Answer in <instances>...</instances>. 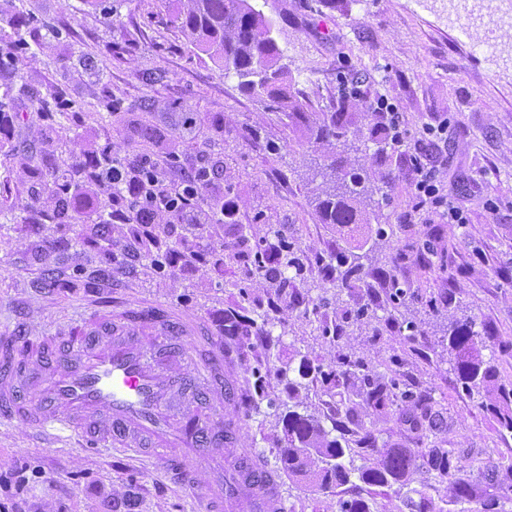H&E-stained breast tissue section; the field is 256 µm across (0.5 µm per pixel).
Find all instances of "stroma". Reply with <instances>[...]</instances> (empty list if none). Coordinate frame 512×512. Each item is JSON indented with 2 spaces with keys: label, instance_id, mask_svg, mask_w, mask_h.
<instances>
[{
  "label": "stroma",
  "instance_id": "1",
  "mask_svg": "<svg viewBox=\"0 0 512 512\" xmlns=\"http://www.w3.org/2000/svg\"><path fill=\"white\" fill-rule=\"evenodd\" d=\"M253 3L273 21L288 85L307 111L348 108L342 151L365 186L362 223L321 222L313 172L322 149L188 42L176 20L186 0H0L9 16L0 92L10 94L0 114V337L20 321L36 343L106 307H160L200 325L183 339L189 354L218 342L230 357L224 384L238 399L215 394L212 408L234 434L216 458L257 455L275 471L288 412L329 432L347 416L383 448L455 449L453 479L470 487L469 498H453L449 480L425 467L369 487L358 478L367 461L352 450L340 487L281 476L286 512H339L352 497L370 512H512V430L491 409L500 385L512 384V27L492 34L497 52L483 56L468 40L489 34L465 13L449 24L450 0ZM351 79L360 96L342 95ZM380 97L402 115V147L372 134L383 119L369 104ZM431 142L465 223L417 204L409 157ZM105 149L177 170L215 165L213 194L235 202L233 223L102 224V191L73 195V220L61 223L53 172L84 187L86 155ZM135 234L141 256L130 265L123 249ZM283 237L305 271L278 295L245 270ZM341 252L362 266L349 289L322 271ZM230 318L251 326L225 335ZM463 322L493 370L472 387L458 379L449 343ZM351 350L398 380L402 396L377 411L360 373L329 388L303 371L334 367ZM183 466L193 487L173 484L154 456L96 451L23 420L0 424V503L10 512H195L197 496L224 482L198 457Z\"/></svg>",
  "mask_w": 512,
  "mask_h": 512
}]
</instances>
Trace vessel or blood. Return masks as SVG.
Wrapping results in <instances>:
<instances>
[{
    "instance_id": "1",
    "label": "vessel or blood",
    "mask_w": 512,
    "mask_h": 512,
    "mask_svg": "<svg viewBox=\"0 0 512 512\" xmlns=\"http://www.w3.org/2000/svg\"><path fill=\"white\" fill-rule=\"evenodd\" d=\"M183 326L168 313L144 307L116 324L111 313H94L70 335L39 344L14 334L0 344V423L26 417L43 428L77 432L96 448H154L171 479L187 485L184 455L210 457L224 445V423L210 400L224 388V349L175 375L172 364L187 354ZM194 390L197 406L182 419L170 396ZM281 512L270 477L239 482L223 502H204L205 512Z\"/></svg>"
}]
</instances>
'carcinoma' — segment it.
Here are the masks:
<instances>
[{"label":"carcinoma","instance_id":"1","mask_svg":"<svg viewBox=\"0 0 512 512\" xmlns=\"http://www.w3.org/2000/svg\"><path fill=\"white\" fill-rule=\"evenodd\" d=\"M180 28L191 43L205 53L227 73L239 78V87L283 116L306 123L310 140L330 150L328 163L321 174L330 177L331 190L317 197L316 208L322 223L345 228L361 223L356 200L361 194V178L342 168L336 144L347 138L349 128L344 112H324L312 119L304 105L288 91L286 73L279 65L280 51L273 36L274 25L250 0H187V8L178 16ZM341 268L335 281L341 288L352 287L361 268L355 264L343 268L344 258L336 256ZM449 343L458 351L457 374L465 384L477 385L490 377L491 368L483 366L476 353L475 334L469 323L459 324ZM328 384L352 369L362 371L365 402L381 410L390 400L396 382L369 370L360 359L344 357L339 365L325 371L320 366H308ZM501 424L512 429V387L501 389ZM286 447L279 449L281 470L291 478L309 483L319 490H328L350 481V472L342 463L345 448L339 438L328 437L318 423L307 415L290 412L284 418ZM360 454L373 458L371 465L360 472V479L370 486H389L407 478L417 465V455L404 449L381 448L370 431L354 439ZM453 450L435 448L427 458L446 475L456 468Z\"/></svg>","mask_w":512,"mask_h":512}]
</instances>
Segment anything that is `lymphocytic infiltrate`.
<instances>
[{
    "mask_svg": "<svg viewBox=\"0 0 512 512\" xmlns=\"http://www.w3.org/2000/svg\"><path fill=\"white\" fill-rule=\"evenodd\" d=\"M411 163L420 205L444 209L449 223H463L462 213L445 201L428 151L420 150ZM87 165L92 169L91 186L109 192L110 220L121 224H151L161 214L174 224H220L236 212L229 202L221 204L219 211L211 210L207 195L216 170L207 165L170 179L164 176L163 161L147 155L134 166L119 157L106 169L94 157Z\"/></svg>",
    "mask_w": 512,
    "mask_h": 512,
    "instance_id": "obj_1",
    "label": "lymphocytic infiltrate"
}]
</instances>
